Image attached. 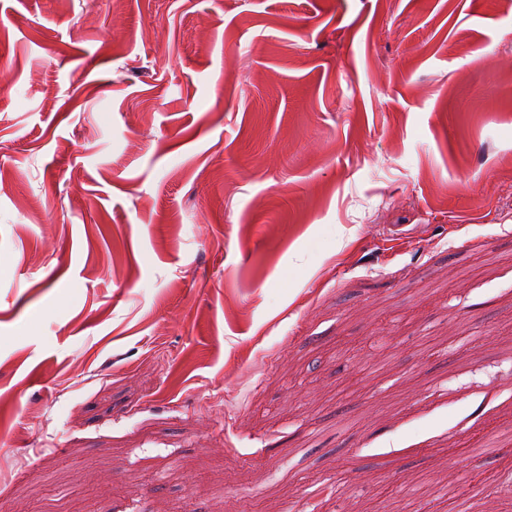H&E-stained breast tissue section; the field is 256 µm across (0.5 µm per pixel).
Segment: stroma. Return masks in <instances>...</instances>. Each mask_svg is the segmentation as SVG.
Wrapping results in <instances>:
<instances>
[{
    "instance_id": "1",
    "label": "stroma",
    "mask_w": 512,
    "mask_h": 512,
    "mask_svg": "<svg viewBox=\"0 0 512 512\" xmlns=\"http://www.w3.org/2000/svg\"><path fill=\"white\" fill-rule=\"evenodd\" d=\"M0 89V512H512L503 0H0Z\"/></svg>"
}]
</instances>
